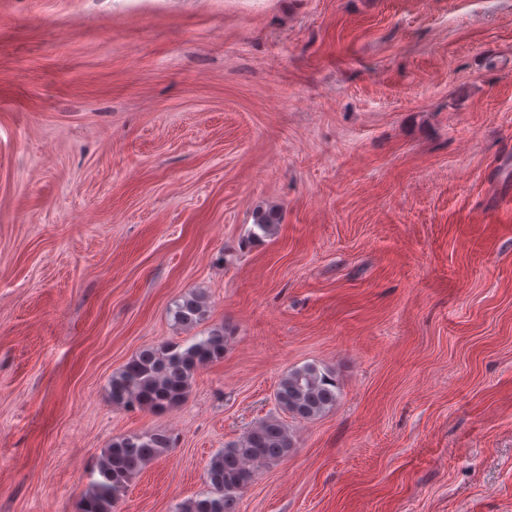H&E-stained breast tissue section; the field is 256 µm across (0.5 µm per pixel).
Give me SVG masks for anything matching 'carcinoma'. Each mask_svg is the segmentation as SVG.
<instances>
[{
    "mask_svg": "<svg viewBox=\"0 0 512 512\" xmlns=\"http://www.w3.org/2000/svg\"><path fill=\"white\" fill-rule=\"evenodd\" d=\"M278 224L275 210L258 211L252 237L270 236ZM207 311L208 298L199 291L176 302L173 317L180 325L193 326L204 320ZM224 339V327L220 326L188 346L165 343L141 350L112 374V404L157 413L181 405L198 369L224 358ZM275 398L281 409L292 416L315 418L336 406V382L329 372L306 364L281 378ZM171 444L170 436L157 432L113 440L96 467L97 478L81 495L78 512H116L133 476ZM292 449V438L283 422L273 418L261 422L210 460L207 490L176 504L172 512H236L240 493L259 469L287 458Z\"/></svg>",
    "mask_w": 512,
    "mask_h": 512,
    "instance_id": "carcinoma-1",
    "label": "carcinoma"
}]
</instances>
